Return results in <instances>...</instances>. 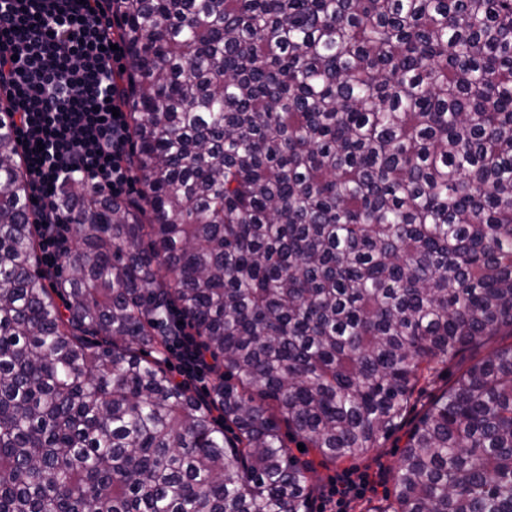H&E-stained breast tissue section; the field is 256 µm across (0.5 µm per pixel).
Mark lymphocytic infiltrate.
<instances>
[{"mask_svg": "<svg viewBox=\"0 0 512 512\" xmlns=\"http://www.w3.org/2000/svg\"><path fill=\"white\" fill-rule=\"evenodd\" d=\"M107 0H0V92L16 126L39 224L47 275H54L72 235L58 203L63 184L88 180L119 197L136 182L127 158L130 136L121 113L124 55L115 46ZM168 351L182 381L201 382L212 363L192 334L174 326ZM362 472H343L322 493V512H348L373 491Z\"/></svg>", "mask_w": 512, "mask_h": 512, "instance_id": "1", "label": "lymphocytic infiltrate"}]
</instances>
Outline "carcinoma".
<instances>
[{
	"mask_svg": "<svg viewBox=\"0 0 512 512\" xmlns=\"http://www.w3.org/2000/svg\"><path fill=\"white\" fill-rule=\"evenodd\" d=\"M109 9L141 190L62 186L91 219L50 287L0 119V512H310L282 428L365 457L512 336V0ZM388 508L512 512V344L413 422ZM171 316L173 330L168 351L177 362L178 374L185 382H203L212 370V362L198 348L195 337L177 325L179 314L173 311ZM487 351L488 349L475 348L471 352L460 355L451 361L447 367L440 371L438 376L435 375L430 378V383L421 381L420 386H423L425 391L417 398L414 407L409 412V422L415 420L420 413L429 406L435 397L439 396L446 389H449L473 361L474 357L484 356Z\"/></svg>",
	"mask_w": 512,
	"mask_h": 512,
	"instance_id": "1",
	"label": "carcinoma"
}]
</instances>
